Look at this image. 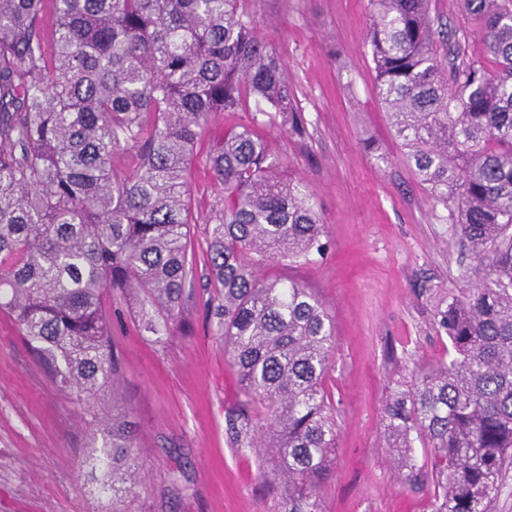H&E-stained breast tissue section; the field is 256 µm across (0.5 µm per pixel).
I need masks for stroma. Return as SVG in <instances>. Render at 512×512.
Listing matches in <instances>:
<instances>
[{"label": "stroma", "instance_id": "obj_1", "mask_svg": "<svg viewBox=\"0 0 512 512\" xmlns=\"http://www.w3.org/2000/svg\"><path fill=\"white\" fill-rule=\"evenodd\" d=\"M264 41L283 57L308 120L298 137L262 128L287 176L313 191L331 245L315 262L264 267L311 288L336 323L325 388L337 409L332 474L320 512H428L424 448L416 479L401 480L385 450L383 405L446 355L434 315L459 272L442 207L403 163L375 91L366 34L368 0H243ZM196 224L197 291L208 283L204 233L216 198L203 152L189 170ZM122 377L102 402L134 426L139 484L126 512H286L262 449L239 446L229 416L240 401L224 344L203 303L189 332L164 344L141 333L138 312L106 296ZM97 419L56 388L0 312V512H112L88 458Z\"/></svg>", "mask_w": 512, "mask_h": 512}]
</instances>
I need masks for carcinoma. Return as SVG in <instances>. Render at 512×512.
I'll list each match as a JSON object with an SVG mask.
<instances>
[{"label":"carcinoma","mask_w":512,"mask_h":512,"mask_svg":"<svg viewBox=\"0 0 512 512\" xmlns=\"http://www.w3.org/2000/svg\"><path fill=\"white\" fill-rule=\"evenodd\" d=\"M241 2L0 0V309L58 389L97 402L121 370L107 291L138 303L157 344L189 330V165L216 113L254 103L253 125L206 154V307L238 376L236 441L263 439L287 512H318L337 448L336 325L312 289L260 267L309 262L328 241L313 194L257 131L279 118L301 137L308 121ZM369 3L377 94L460 252L435 315L451 349L386 397V451L409 480L415 442L429 449L431 512H488L512 465V0H463L483 33L472 50L430 0ZM101 424L92 467L116 505L135 487L133 432Z\"/></svg>","instance_id":"1"}]
</instances>
